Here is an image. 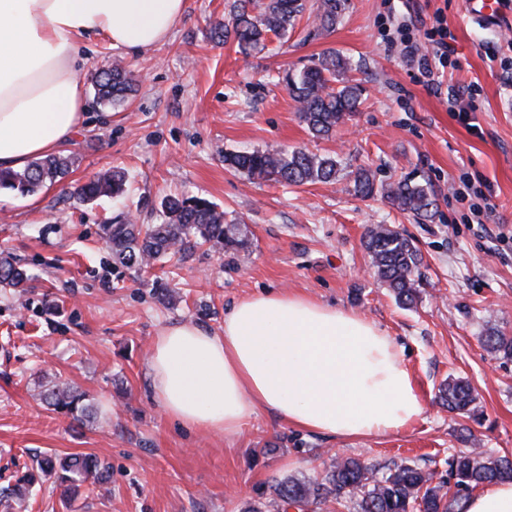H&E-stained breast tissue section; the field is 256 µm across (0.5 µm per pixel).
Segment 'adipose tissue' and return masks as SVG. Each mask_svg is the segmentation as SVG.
<instances>
[{
  "mask_svg": "<svg viewBox=\"0 0 512 512\" xmlns=\"http://www.w3.org/2000/svg\"><path fill=\"white\" fill-rule=\"evenodd\" d=\"M183 11L184 0H0V168L58 151L81 127L85 37L144 51L168 37ZM148 374L168 417L227 436L262 410L340 437L396 432L424 412L383 331L295 293L240 300L220 334L191 323L164 328Z\"/></svg>",
  "mask_w": 512,
  "mask_h": 512,
  "instance_id": "1",
  "label": "adipose tissue"
}]
</instances>
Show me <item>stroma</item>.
Returning <instances> with one entry per match:
<instances>
[{
  "mask_svg": "<svg viewBox=\"0 0 512 512\" xmlns=\"http://www.w3.org/2000/svg\"><path fill=\"white\" fill-rule=\"evenodd\" d=\"M498 17L473 12L470 0H347L335 30H317L306 12L285 37L241 53L219 40L235 0H186L171 35L127 53L98 40L80 72L94 77L118 61L135 91L118 106L88 103L86 118L63 148L68 174L32 196L0 194V252L37 276L25 294L0 287V512H250L267 503L276 480L320 476L331 456L383 467L402 460L446 475L462 428L482 447L512 452V360L488 352L490 329L512 336V0H494ZM419 30L435 18L453 40L444 68L427 86L416 67L388 49L391 18ZM333 51L349 59L363 102L331 137L313 138L283 81ZM474 85L476 129L448 108V93ZM302 148L338 161L332 183L286 185L249 179L230 168L234 151ZM118 168L124 197L81 201L95 173ZM390 183L427 184L433 218L353 190L358 169ZM491 184L494 210L473 223L467 186ZM207 199L240 218L250 246L215 252L198 246L144 269L112 261L102 225L159 221L165 196ZM409 236L422 255L420 297L400 307L364 247L373 225ZM263 290L300 293L374 322L409 368L425 411L409 427L366 438L311 434L259 412L234 437L189 430L162 411L148 376L158 333L190 322L224 330V314ZM473 388L484 414L472 421L442 408L448 378ZM76 384L95 409L76 423L43 399L47 381ZM96 456L108 468L67 506L51 477L23 497L18 479L37 455Z\"/></svg>",
  "mask_w": 512,
  "mask_h": 512,
  "instance_id": "obj_1",
  "label": "stroma"
}]
</instances>
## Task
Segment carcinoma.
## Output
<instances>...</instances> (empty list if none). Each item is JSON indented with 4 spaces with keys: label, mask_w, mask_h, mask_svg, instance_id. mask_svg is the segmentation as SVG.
I'll return each instance as SVG.
<instances>
[{
    "label": "carcinoma",
    "mask_w": 512,
    "mask_h": 512,
    "mask_svg": "<svg viewBox=\"0 0 512 512\" xmlns=\"http://www.w3.org/2000/svg\"><path fill=\"white\" fill-rule=\"evenodd\" d=\"M240 0L233 7L231 24L220 22L217 36L234 40L243 52L265 47L267 36L283 37L295 29L307 10V0H261L259 14L252 16ZM345 0H316L318 27L335 29L344 10ZM349 63L334 51H328L303 71L286 73L284 81L298 103V112L309 133L328 138L336 126L358 111L363 95L361 84L341 75ZM133 91L132 78L119 64L102 69L95 80V94L102 103H120ZM224 163L250 179L289 184L330 183L336 179L337 161L331 155H317L297 149L254 150L224 155ZM72 165V157L53 155L29 164L22 170H0V190L22 195L35 194L46 185L63 178ZM125 191V177L108 170L89 179L76 189L78 197L92 201L101 196H120ZM354 191L363 198L382 193L397 208L418 217L431 214L435 198L429 188L411 178L377 186L373 174L361 169L354 176ZM162 221L142 228L135 224H105L104 238L115 263L141 269L170 254L209 245L217 251L238 252L247 247L240 225L225 217L224 211L204 198L169 197L162 201ZM365 247L379 279L393 292L398 303L412 304L418 297L417 276L421 262L419 249L399 230L378 224L368 230ZM0 285L21 292L33 287L28 269L9 254L0 253ZM484 346L505 360H512V337L493 330L484 337ZM439 397L451 412L470 419L481 417L477 398L461 380H450L439 389ZM46 400L60 413L81 422L92 414L85 394L72 384L50 381ZM37 470L56 476L63 486V497L73 504L81 485L90 477L106 478L100 462L87 455H70L57 460L44 457ZM512 479V456L498 455L471 448L452 454L447 476L433 483V474L402 462L379 472L363 462L347 458L334 460L317 480L288 477L273 486L270 506L275 512H309L329 502L350 504L353 512H464L469 493L481 486Z\"/></svg>",
    "instance_id": "obj_1"
}]
</instances>
